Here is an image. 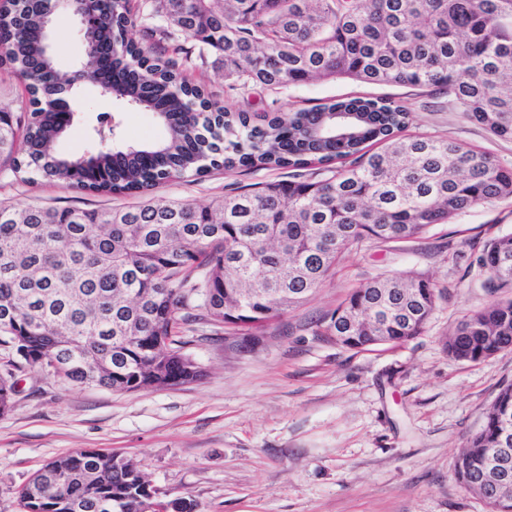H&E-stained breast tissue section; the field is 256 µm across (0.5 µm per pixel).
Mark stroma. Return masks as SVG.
<instances>
[{
	"mask_svg": "<svg viewBox=\"0 0 512 512\" xmlns=\"http://www.w3.org/2000/svg\"><path fill=\"white\" fill-rule=\"evenodd\" d=\"M52 45L61 68L85 63L77 21L57 14ZM348 80L254 89L255 110L289 111L365 92ZM423 131L438 132L512 164V141L463 122L414 89L391 87ZM72 132L55 146L82 154L96 128L116 125L114 148L158 142L166 130L150 112L101 94L77 95ZM282 170L218 171L172 183L166 199L207 205L229 189L285 179ZM41 200L85 209L112 200L46 180L0 174V201ZM512 233V199L433 225L423 237L344 252L334 275L300 306L247 338L207 322L188 333L186 353L206 371L198 382L115 392L60 381L37 367L16 370L12 410L0 416V512H21L33 474L69 452L109 450L136 462L162 499L193 501L195 512H489L456 480L466 438L481 428L499 389L512 382V349L477 362L452 358L458 323L512 288L490 293L476 260L486 242ZM414 272L438 287L424 335L364 350L337 347L320 321L352 288L380 274Z\"/></svg>",
	"mask_w": 512,
	"mask_h": 512,
	"instance_id": "obj_1",
	"label": "stroma"
}]
</instances>
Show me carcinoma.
<instances>
[{
  "label": "carcinoma",
  "mask_w": 512,
  "mask_h": 512,
  "mask_svg": "<svg viewBox=\"0 0 512 512\" xmlns=\"http://www.w3.org/2000/svg\"><path fill=\"white\" fill-rule=\"evenodd\" d=\"M89 8L86 48L112 43L115 93L166 114L167 139L142 162L134 146L54 153L68 135L47 111L78 76L45 52L48 12ZM164 19L166 25L156 24ZM140 27L158 43L129 37ZM197 54L223 65L228 88L348 79L445 98L467 123L512 140V0H0V69L25 83L31 110L0 118V171L102 195L147 194L188 173L286 169L288 179L232 189L209 205L175 199L100 209L0 204V345L63 381L134 392L197 382L205 369L181 334L214 321L238 333L280 318L322 287L353 244L424 235L434 224L512 199V167L435 133L413 112L355 94L286 117L230 110L184 75ZM491 288H512V234L479 256ZM435 284L376 276L322 318L345 349L421 335ZM512 348V299L466 316L448 352L480 361ZM0 375V416L15 383ZM512 383L471 434L455 476L489 512H512ZM144 475L112 452L47 462L19 492L23 512H138Z\"/></svg>",
  "instance_id": "1"
}]
</instances>
